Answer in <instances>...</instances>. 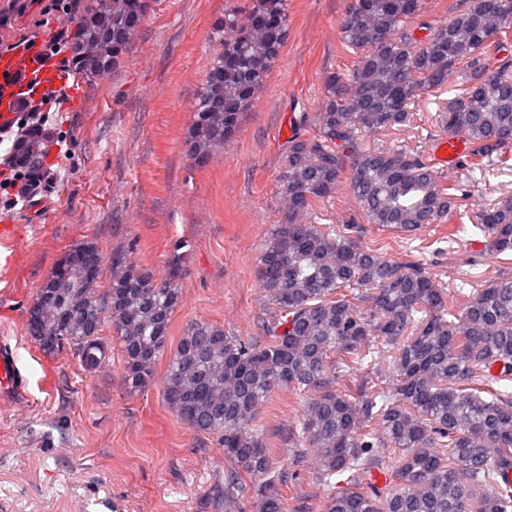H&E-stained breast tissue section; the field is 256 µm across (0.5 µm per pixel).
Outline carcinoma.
I'll list each match as a JSON object with an SVG mask.
<instances>
[{"label": "carcinoma", "mask_w": 512, "mask_h": 512, "mask_svg": "<svg viewBox=\"0 0 512 512\" xmlns=\"http://www.w3.org/2000/svg\"><path fill=\"white\" fill-rule=\"evenodd\" d=\"M151 0H85L71 46L77 73L92 80L122 67ZM424 0H351L340 21L358 54L354 69L324 77L314 130L288 141L278 199L280 224L265 245L259 279L274 311L266 341L224 326L183 329L162 381L163 399L198 433L224 448V512H286L278 470L256 424L277 389L300 399L288 427L297 455L315 451L312 475L327 486L345 476L325 512H512L497 477L512 466V276L489 282L457 309L425 268L357 242L359 224L331 234L309 218L312 202L348 184L367 223L402 235L454 223L464 185L446 180L406 147L365 148L366 136L410 123L412 106L448 92L441 123L472 145L461 166L512 168V57L491 62V38L512 40V0H467L419 42L410 26ZM285 0H252L213 23L219 43L198 94L186 142L207 161L239 132L286 40ZM44 131L24 136L17 160L37 171ZM485 250L512 253V193L477 215ZM177 243L167 278L129 265L96 289L104 257L92 242L56 264L27 311V331L46 356L67 349L87 371L111 358L102 336H118L127 389L152 384L183 299ZM392 354L394 383L351 381L374 353ZM400 453L381 491L362 475Z\"/></svg>", "instance_id": "1"}]
</instances>
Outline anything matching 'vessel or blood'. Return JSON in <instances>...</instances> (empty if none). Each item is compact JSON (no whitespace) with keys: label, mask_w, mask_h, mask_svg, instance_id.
<instances>
[{"label":"vessel or blood","mask_w":512,"mask_h":512,"mask_svg":"<svg viewBox=\"0 0 512 512\" xmlns=\"http://www.w3.org/2000/svg\"><path fill=\"white\" fill-rule=\"evenodd\" d=\"M61 80L55 61L39 49L0 53V124L13 118L17 94L37 99L52 92ZM469 151L466 139L445 137L435 143L433 156L437 164L448 166L462 160Z\"/></svg>","instance_id":"vessel-or-blood-1"}]
</instances>
